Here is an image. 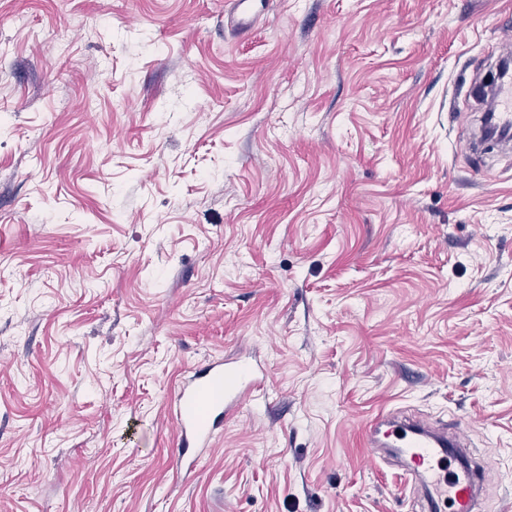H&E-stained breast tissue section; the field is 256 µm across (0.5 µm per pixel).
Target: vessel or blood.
Returning a JSON list of instances; mask_svg holds the SVG:
<instances>
[{
	"label": "vessel or blood",
	"instance_id": "obj_1",
	"mask_svg": "<svg viewBox=\"0 0 512 512\" xmlns=\"http://www.w3.org/2000/svg\"><path fill=\"white\" fill-rule=\"evenodd\" d=\"M260 19L256 0H231L230 24L242 33ZM497 98V123L512 128V83L501 84ZM262 379L258 366L245 358L211 360L197 366L173 396V415L180 469L194 470L199 456L211 447L213 434L225 416L247 397L259 398ZM396 452L411 463L410 475L444 495L452 512H480V485L475 470L444 472L447 459L466 446L458 430L433 433L424 421L407 419L394 425Z\"/></svg>",
	"mask_w": 512,
	"mask_h": 512
}]
</instances>
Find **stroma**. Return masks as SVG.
Masks as SVG:
<instances>
[{"mask_svg": "<svg viewBox=\"0 0 512 512\" xmlns=\"http://www.w3.org/2000/svg\"><path fill=\"white\" fill-rule=\"evenodd\" d=\"M0 0V512H449L372 453L452 423L512 512V0ZM267 396L177 475L171 398ZM257 0H231L230 24L238 33L247 32L254 28L260 19ZM497 112L494 113L497 123L502 128H512V83H503L496 90Z\"/></svg>", "mask_w": 512, "mask_h": 512, "instance_id": "35a3bbf8", "label": "stroma"}]
</instances>
